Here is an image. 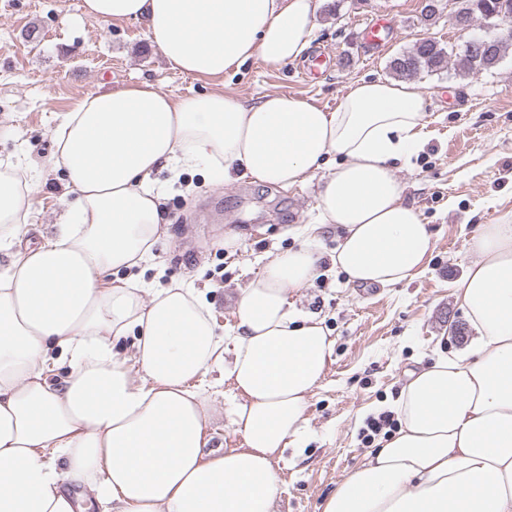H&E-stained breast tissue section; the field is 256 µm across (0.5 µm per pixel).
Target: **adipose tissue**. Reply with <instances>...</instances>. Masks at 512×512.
Wrapping results in <instances>:
<instances>
[{
    "mask_svg": "<svg viewBox=\"0 0 512 512\" xmlns=\"http://www.w3.org/2000/svg\"><path fill=\"white\" fill-rule=\"evenodd\" d=\"M320 0H84L89 17L145 22L171 69L220 77L253 59H298ZM426 98L390 80L351 83L334 109L272 92L249 104L174 99L148 81L86 95L60 116L52 164L69 195L36 244L20 236L39 173L0 161V512H271L274 468L305 439L303 415L334 341L291 293L315 275L311 246L350 283L396 285L424 266L432 234L403 197L396 163L423 142ZM168 171L166 182L157 175ZM287 189L317 182L306 245L272 255L218 332L189 282L135 275L167 232L161 204L181 177ZM455 292L470 345L409 371L398 429L369 448L319 512H512V220L481 225ZM131 338L133 363L117 357ZM233 360L239 448L207 452L199 380Z\"/></svg>",
    "mask_w": 512,
    "mask_h": 512,
    "instance_id": "adipose-tissue-1",
    "label": "adipose tissue"
}]
</instances>
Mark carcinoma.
<instances>
[{"mask_svg":"<svg viewBox=\"0 0 512 512\" xmlns=\"http://www.w3.org/2000/svg\"><path fill=\"white\" fill-rule=\"evenodd\" d=\"M512 15V0H456L450 13L452 24L460 30L464 26L489 27L496 14ZM512 47V35L494 34L485 46L463 49L457 54L447 51L434 38L416 40L408 50L389 61L390 73L401 79H412L422 72L437 73L448 68L451 57H456L457 71L461 75L478 74L496 68Z\"/></svg>","mask_w":512,"mask_h":512,"instance_id":"carcinoma-1","label":"carcinoma"}]
</instances>
